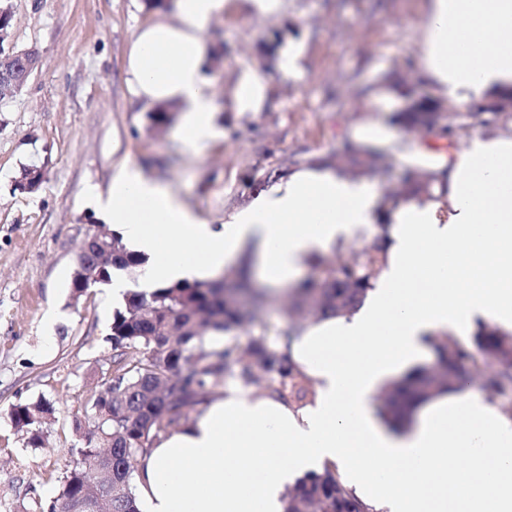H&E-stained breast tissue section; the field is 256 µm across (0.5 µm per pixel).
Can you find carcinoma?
<instances>
[{"instance_id": "obj_1", "label": "carcinoma", "mask_w": 512, "mask_h": 512, "mask_svg": "<svg viewBox=\"0 0 512 512\" xmlns=\"http://www.w3.org/2000/svg\"><path fill=\"white\" fill-rule=\"evenodd\" d=\"M512 94L481 105L443 104L433 98L413 102L396 113L397 123L417 138L438 131L454 140L467 129H493L512 121L506 111ZM381 152L371 145L345 143L336 155V165L346 173L358 175L371 168ZM447 170L410 168L387 194L390 199L431 197L436 185L443 184ZM43 172L23 169L15 179L21 191H34ZM371 242L336 256V264L317 283L305 284L299 293L308 314H336L355 309L372 287L386 249V225H375ZM145 259L112 232L102 245H93L79 256V267L92 268L98 283L107 284L117 273L136 277ZM260 305V294L252 287L250 262L220 282H179L151 292L131 291L112 315L110 334L112 374L86 402L76 430H94L112 436V500L110 512H139L136 506L133 475L138 457L152 443L181 426L186 411L211 399L227 378L239 385L290 405L304 404L313 395L311 380L294 370L279 352L300 334L303 323L292 322L288 330L270 342L260 335L242 349L230 333L247 321L241 298ZM211 332L228 335L221 348L215 347ZM444 371L426 372L388 389L381 413L390 418L403 416L411 400L432 389L458 379L482 386L493 398L512 393V340L492 328L484 327L472 347L446 343L439 347ZM50 402L39 399L13 408L14 426L31 434H41L52 416ZM100 440L82 441L71 449L73 455L64 472L57 497L47 512H63L66 501L78 502L87 490L89 469L104 451ZM364 505L350 497L327 471L307 477L288 492L286 512H363Z\"/></svg>"}]
</instances>
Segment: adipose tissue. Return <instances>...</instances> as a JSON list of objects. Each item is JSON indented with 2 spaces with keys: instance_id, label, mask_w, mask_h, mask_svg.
Masks as SVG:
<instances>
[{
  "instance_id": "1",
  "label": "adipose tissue",
  "mask_w": 512,
  "mask_h": 512,
  "mask_svg": "<svg viewBox=\"0 0 512 512\" xmlns=\"http://www.w3.org/2000/svg\"><path fill=\"white\" fill-rule=\"evenodd\" d=\"M226 5L172 0L136 30L127 57L133 97L175 107L190 153L222 134L203 35ZM420 64L451 102L512 92V0H429ZM87 195L146 257V291L214 279L250 245L258 278L277 294L315 257L389 223L360 305L307 321L291 345L313 399L298 408L225 387L139 458L140 512H284L298 479L327 470L368 512H512V414L488 393L450 384L401 425L374 412L390 381L416 375L436 343H470L484 326L512 335V125L463 142L434 197L387 217L372 184L321 162L291 169L218 226L129 163L108 191Z\"/></svg>"
}]
</instances>
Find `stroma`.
Returning <instances> with one entry per match:
<instances>
[{"instance_id": "stroma-1", "label": "stroma", "mask_w": 512, "mask_h": 512, "mask_svg": "<svg viewBox=\"0 0 512 512\" xmlns=\"http://www.w3.org/2000/svg\"><path fill=\"white\" fill-rule=\"evenodd\" d=\"M6 4L8 46L37 50L41 65L0 101V512H36L57 496L79 412L112 367L110 289L77 297L71 285L80 245L102 222L85 202L87 186L107 188L134 163L201 221L219 224L288 169L335 153L343 139L362 142L371 126L386 135L384 163L366 176L381 192L408 167L446 165L448 150L438 136L422 143L393 123L405 100L385 82L399 70L415 93L438 97L418 66L427 0H284L269 18L230 0L204 33L224 135L195 153L182 148L176 124L151 130L125 82L137 27L161 12L152 0ZM291 49L299 67L286 74L280 57ZM251 71L266 97L260 111L241 112L234 92ZM350 83L367 95H345ZM32 165L44 171L41 185L16 190L19 171ZM289 321L287 304L273 297L234 337L243 346ZM41 398L54 413L34 444L11 411Z\"/></svg>"}]
</instances>
